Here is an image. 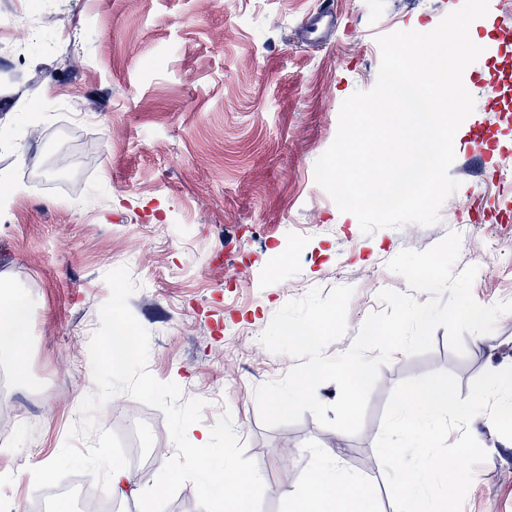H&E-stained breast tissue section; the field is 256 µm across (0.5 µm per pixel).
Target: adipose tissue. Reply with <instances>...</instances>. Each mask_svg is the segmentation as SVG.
Masks as SVG:
<instances>
[{
  "instance_id": "adipose-tissue-1",
  "label": "adipose tissue",
  "mask_w": 512,
  "mask_h": 512,
  "mask_svg": "<svg viewBox=\"0 0 512 512\" xmlns=\"http://www.w3.org/2000/svg\"><path fill=\"white\" fill-rule=\"evenodd\" d=\"M31 308L15 293L0 292V351L13 358L19 380L27 378L25 350L30 336ZM341 448L322 451V464L312 472L304 489L293 496L292 512H377L372 483L349 479L341 467Z\"/></svg>"
}]
</instances>
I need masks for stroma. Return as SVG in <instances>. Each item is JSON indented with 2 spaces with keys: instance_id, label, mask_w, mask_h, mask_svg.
I'll return each instance as SVG.
<instances>
[{
  "instance_id": "stroma-1",
  "label": "stroma",
  "mask_w": 512,
  "mask_h": 512,
  "mask_svg": "<svg viewBox=\"0 0 512 512\" xmlns=\"http://www.w3.org/2000/svg\"><path fill=\"white\" fill-rule=\"evenodd\" d=\"M461 3L334 0L336 31L311 49L296 33L322 0H0V127L12 138L0 144V181L18 190L0 209V284L31 305L27 379L0 354V392L14 410L12 455L0 468L15 474L0 512L34 493L31 468L57 455L81 400L96 390L89 342L111 295L104 276L121 266L138 285L129 306L150 333L148 370L176 383L183 399L205 400L197 430L231 412L268 485L261 512H287L320 465L317 449L339 442L345 472L372 481L380 512H394L375 451L393 389L445 371L468 396L492 360H512V313L498 318L488 342L465 335V355L450 350L442 327L429 353H395L360 432L344 436L309 412L295 424L262 422L256 387L282 379L296 361L270 352L260 336L289 300L347 285V331L326 353L347 351L365 318L385 310L381 290L429 298L388 262L452 231L461 236L457 269L478 268L474 299L512 301V194L500 190L512 184V38L500 27L512 0H489L471 25L483 51L463 73L475 99L464 126L484 135L486 152L470 142L456 148L450 174L460 186L439 222L363 234L359 224L337 222L335 202L314 179L342 102L377 81L378 37L435 28ZM46 9L68 17L67 31L17 57L25 18ZM490 74L498 78L492 91ZM54 144L76 164L78 195L30 179ZM140 409L160 431L144 434L143 445L173 449L163 412L126 394L101 407L98 425L114 429L116 415ZM470 430L487 458L474 469L463 512H512V443L484 413Z\"/></svg>"
}]
</instances>
